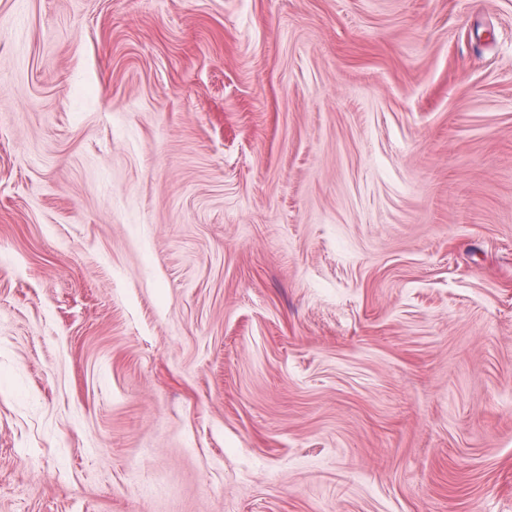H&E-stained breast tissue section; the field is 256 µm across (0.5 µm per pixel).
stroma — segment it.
Returning a JSON list of instances; mask_svg holds the SVG:
<instances>
[{"instance_id": "stroma-1", "label": "stroma", "mask_w": 512, "mask_h": 512, "mask_svg": "<svg viewBox=\"0 0 512 512\" xmlns=\"http://www.w3.org/2000/svg\"><path fill=\"white\" fill-rule=\"evenodd\" d=\"M0 512H512V0H0Z\"/></svg>"}]
</instances>
